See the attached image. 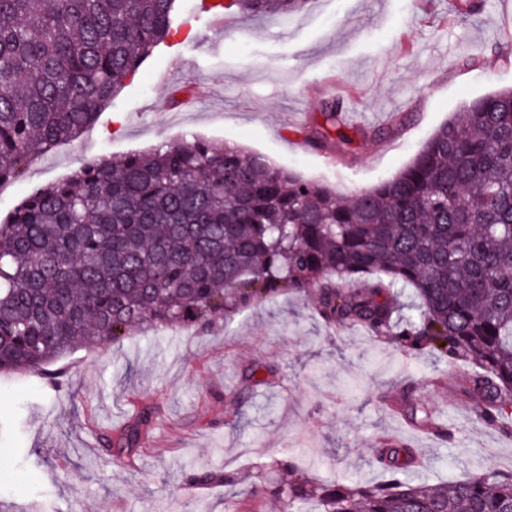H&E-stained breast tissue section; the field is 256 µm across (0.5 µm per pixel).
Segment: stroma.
<instances>
[{
    "mask_svg": "<svg viewBox=\"0 0 512 512\" xmlns=\"http://www.w3.org/2000/svg\"><path fill=\"white\" fill-rule=\"evenodd\" d=\"M231 32L191 22L157 47L79 138L31 158L0 184V221L83 163L198 134L238 145L346 196L408 165L466 102L512 86V0H482L463 20L450 0H308ZM344 102L349 145L318 147L324 102ZM62 392L26 374L0 383V512H281L268 486L285 468L312 483L381 485L379 437L415 448L428 484L476 477L512 459V437L477 420L447 363L404 353L357 326L322 320L309 294L285 292L215 315L205 332L134 329L59 363ZM158 412L151 449L113 463L103 437L136 404ZM436 412L449 438L416 427L407 405ZM194 469L227 482L189 490Z\"/></svg>",
    "mask_w": 512,
    "mask_h": 512,
    "instance_id": "obj_1",
    "label": "stroma"
}]
</instances>
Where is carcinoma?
<instances>
[{"label": "carcinoma", "mask_w": 512, "mask_h": 512, "mask_svg": "<svg viewBox=\"0 0 512 512\" xmlns=\"http://www.w3.org/2000/svg\"><path fill=\"white\" fill-rule=\"evenodd\" d=\"M307 3L213 9L250 19ZM176 20L177 0H0V183L90 127ZM342 110L322 106L323 138ZM397 286L415 289L416 315H396ZM287 290L316 291L330 324L453 364L481 395L478 418L512 435V87L467 102L404 169L350 199L198 135L81 165L0 224V372L59 392L50 366L78 348L139 327L204 328ZM153 418L142 408L105 447L142 451ZM375 459L391 474L383 486L293 481L272 493L286 512H512L511 470L422 485L402 477L415 461L393 440Z\"/></svg>", "instance_id": "obj_1"}]
</instances>
